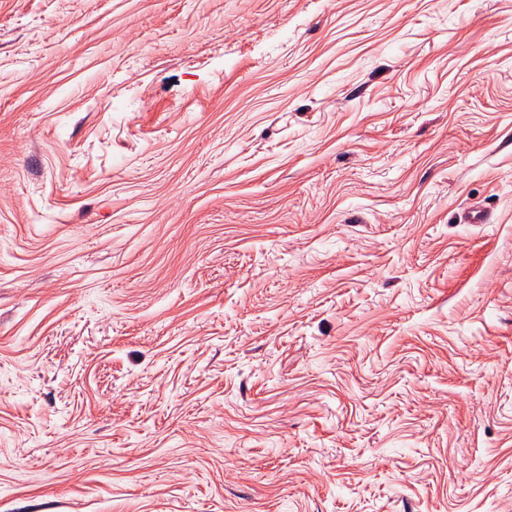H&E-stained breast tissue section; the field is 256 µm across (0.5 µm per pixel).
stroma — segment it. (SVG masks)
I'll use <instances>...</instances> for the list:
<instances>
[{
  "label": "stroma",
  "instance_id": "stroma-1",
  "mask_svg": "<svg viewBox=\"0 0 512 512\" xmlns=\"http://www.w3.org/2000/svg\"><path fill=\"white\" fill-rule=\"evenodd\" d=\"M0 512H512V0H0Z\"/></svg>",
  "mask_w": 512,
  "mask_h": 512
}]
</instances>
